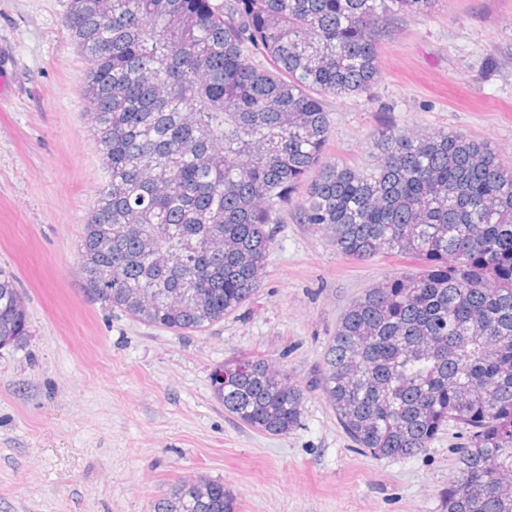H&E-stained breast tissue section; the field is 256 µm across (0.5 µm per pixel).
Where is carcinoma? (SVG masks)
<instances>
[{
	"label": "carcinoma",
	"instance_id": "1",
	"mask_svg": "<svg viewBox=\"0 0 512 512\" xmlns=\"http://www.w3.org/2000/svg\"><path fill=\"white\" fill-rule=\"evenodd\" d=\"M443 0H69L107 169L78 251L88 293L177 333L203 332L259 288L272 225L298 203L362 261L409 255L345 311L318 385L375 459L466 431L447 512H512V170L460 133H385L369 173L322 163L323 101L366 92L387 17ZM0 269V349L29 334ZM224 411L262 434L299 424L305 390L264 358L212 372ZM153 512H237L224 482L172 486Z\"/></svg>",
	"mask_w": 512,
	"mask_h": 512
}]
</instances>
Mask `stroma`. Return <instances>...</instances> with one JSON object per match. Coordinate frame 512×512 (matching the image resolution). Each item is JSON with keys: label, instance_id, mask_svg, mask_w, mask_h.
<instances>
[{"label": "stroma", "instance_id": "35a3bbf8", "mask_svg": "<svg viewBox=\"0 0 512 512\" xmlns=\"http://www.w3.org/2000/svg\"><path fill=\"white\" fill-rule=\"evenodd\" d=\"M67 6L0 0V268L30 318L29 335L0 349V512H152L198 475L223 481L239 512H445L463 430L376 459L314 387L350 304L418 260L345 259L289 203L260 288L204 332L143 323L85 290L78 247L107 172ZM388 27L376 82L326 101V160L372 169L381 131L415 129L489 141L511 168L512 0H447ZM252 355L306 390L288 435L244 427L213 396V369Z\"/></svg>", "mask_w": 512, "mask_h": 512}]
</instances>
